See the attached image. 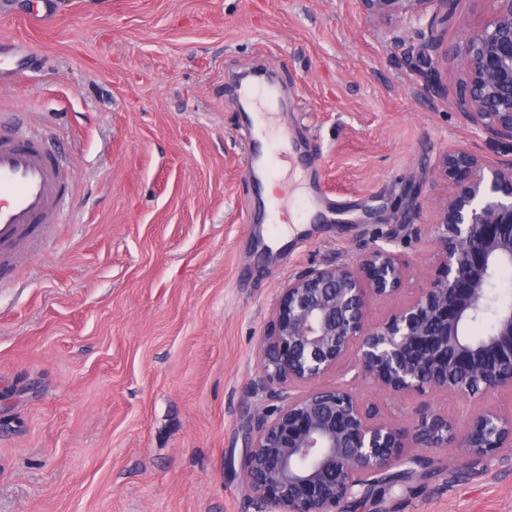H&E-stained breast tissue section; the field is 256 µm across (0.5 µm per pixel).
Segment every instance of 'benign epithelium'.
Masks as SVG:
<instances>
[{"instance_id":"7a95c632","label":"benign epithelium","mask_w":512,"mask_h":512,"mask_svg":"<svg viewBox=\"0 0 512 512\" xmlns=\"http://www.w3.org/2000/svg\"><path fill=\"white\" fill-rule=\"evenodd\" d=\"M392 21L448 0H360ZM487 20L459 39L464 78L456 107L471 125L512 140V0H491ZM450 186L429 225L436 269L387 318L371 303L402 291L409 264L377 245L358 262H328L288 278L259 345L255 394L274 405L253 414L240 470L254 512H339L393 468L427 464L420 448H455L472 463L512 457V405L474 408L463 429L424 407L411 423L384 418L345 381L346 368L382 393L432 392L468 403L512 393V300L500 299L491 330L466 327L490 307L498 272L512 267V161L465 148L443 153Z\"/></svg>"}]
</instances>
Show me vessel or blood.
Masks as SVG:
<instances>
[{
    "mask_svg": "<svg viewBox=\"0 0 512 512\" xmlns=\"http://www.w3.org/2000/svg\"><path fill=\"white\" fill-rule=\"evenodd\" d=\"M37 61L0 41V83L15 80ZM67 165L39 133H0V271L25 266L46 225L59 223L71 197Z\"/></svg>",
    "mask_w": 512,
    "mask_h": 512,
    "instance_id": "obj_1",
    "label": "vessel or blood"
}]
</instances>
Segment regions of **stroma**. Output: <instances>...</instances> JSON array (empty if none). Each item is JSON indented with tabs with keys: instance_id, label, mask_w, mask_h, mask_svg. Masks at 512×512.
Wrapping results in <instances>:
<instances>
[{
	"instance_id": "35a3bbf8",
	"label": "stroma",
	"mask_w": 512,
	"mask_h": 512,
	"mask_svg": "<svg viewBox=\"0 0 512 512\" xmlns=\"http://www.w3.org/2000/svg\"><path fill=\"white\" fill-rule=\"evenodd\" d=\"M490 0L388 23L360 0H10L0 39L39 60L0 85L72 170L73 206L29 267L0 280V512H252L240 470L259 344L289 276L376 245L430 273L427 224L463 147L512 160L464 120L452 54ZM265 64L274 117L334 202L294 203L286 244L248 223L238 73ZM436 71L442 94L422 74ZM359 394L408 423L466 402ZM431 448L421 477L343 512H512V459Z\"/></svg>"
}]
</instances>
